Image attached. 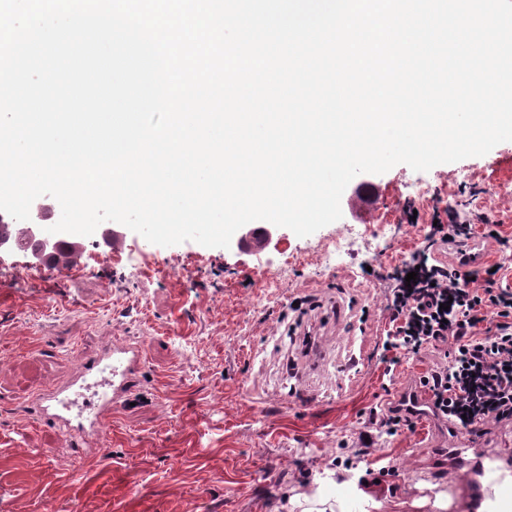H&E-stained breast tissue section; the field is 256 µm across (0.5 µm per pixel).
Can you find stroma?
Returning a JSON list of instances; mask_svg holds the SVG:
<instances>
[{"label":"stroma","instance_id":"obj_1","mask_svg":"<svg viewBox=\"0 0 512 512\" xmlns=\"http://www.w3.org/2000/svg\"><path fill=\"white\" fill-rule=\"evenodd\" d=\"M376 223H331L300 237L275 228L258 255L194 241L163 247L129 228L123 251L100 234L73 236L83 257L66 274L28 275L20 252L0 257V512H497L474 466L448 457L440 422L364 445L368 413L418 382L436 354L386 376L383 273L424 244L406 204L474 201L512 236V141L426 172L375 174ZM355 237L336 264L324 254ZM306 313L297 316L294 305ZM328 344L305 372L295 319ZM143 346L129 401L101 438L74 445L35 423V392L65 378L107 340ZM357 467L337 465L358 449ZM394 467L379 481L366 470Z\"/></svg>","mask_w":512,"mask_h":512}]
</instances>
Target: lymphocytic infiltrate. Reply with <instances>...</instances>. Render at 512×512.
<instances>
[{
  "instance_id": "lymphocytic-infiltrate-1",
  "label": "lymphocytic infiltrate",
  "mask_w": 512,
  "mask_h": 512,
  "mask_svg": "<svg viewBox=\"0 0 512 512\" xmlns=\"http://www.w3.org/2000/svg\"><path fill=\"white\" fill-rule=\"evenodd\" d=\"M426 242L384 277L389 324L382 361L395 370L424 351L439 361L420 379L433 413L470 432L512 423V238L500 220L481 212L433 207ZM481 224L501 254L495 266L465 271L437 258L443 247L464 245ZM415 280H408V273ZM482 287H474V279Z\"/></svg>"
}]
</instances>
